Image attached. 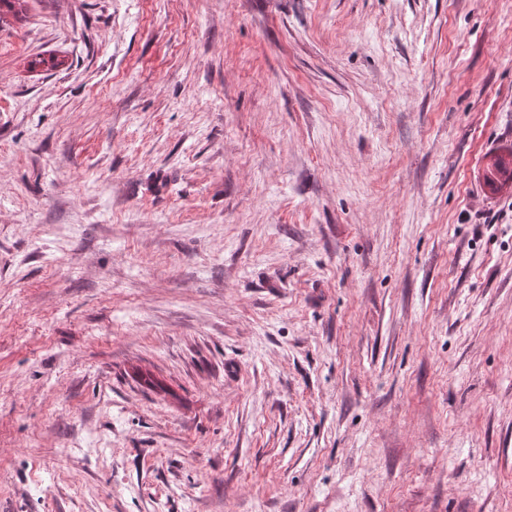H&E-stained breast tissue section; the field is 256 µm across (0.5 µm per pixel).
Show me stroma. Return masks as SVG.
I'll return each instance as SVG.
<instances>
[{
	"label": "stroma",
	"instance_id": "stroma-1",
	"mask_svg": "<svg viewBox=\"0 0 512 512\" xmlns=\"http://www.w3.org/2000/svg\"><path fill=\"white\" fill-rule=\"evenodd\" d=\"M512 0H28L0 23V512H512ZM483 177L492 189L512 188V147L490 152L485 156Z\"/></svg>",
	"mask_w": 512,
	"mask_h": 512
}]
</instances>
